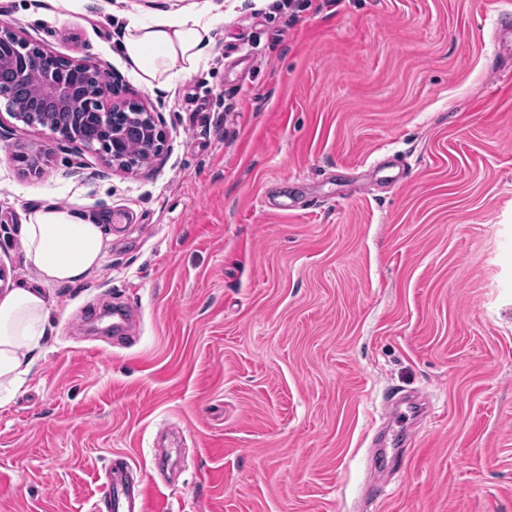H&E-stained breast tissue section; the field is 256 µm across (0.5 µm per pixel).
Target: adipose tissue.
<instances>
[{"mask_svg": "<svg viewBox=\"0 0 512 512\" xmlns=\"http://www.w3.org/2000/svg\"><path fill=\"white\" fill-rule=\"evenodd\" d=\"M223 21L220 13L134 21L126 26L119 49L145 86H160L169 81L172 62H181L187 74L197 69L212 41V29ZM101 224L78 207L31 211L23 225V242L42 280L70 284L98 266L104 247ZM47 317L39 289L16 288L0 296V407L25 384L41 349Z\"/></svg>", "mask_w": 512, "mask_h": 512, "instance_id": "obj_1", "label": "adipose tissue"}]
</instances>
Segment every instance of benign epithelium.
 <instances>
[{
    "mask_svg": "<svg viewBox=\"0 0 512 512\" xmlns=\"http://www.w3.org/2000/svg\"><path fill=\"white\" fill-rule=\"evenodd\" d=\"M0 44L11 52L0 56V67L11 72L12 82L0 84V100L13 118L25 121L37 104L24 94V86L33 70L65 77L46 82L40 96L52 100L60 113L77 112L89 127L91 137L78 138L62 129L57 120L46 117L40 127L56 139L79 149L97 153L107 163L124 171H133L162 160L167 151V134L160 116L144 102L128 96L122 78L101 60L67 58L18 35L8 26H0ZM140 138V152L128 150V140Z\"/></svg>",
    "mask_w": 512,
    "mask_h": 512,
    "instance_id": "benign-epithelium-1",
    "label": "benign epithelium"
}]
</instances>
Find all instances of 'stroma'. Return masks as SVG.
Returning a JSON list of instances; mask_svg holds the SVG:
<instances>
[{
    "label": "stroma",
    "instance_id": "1",
    "mask_svg": "<svg viewBox=\"0 0 512 512\" xmlns=\"http://www.w3.org/2000/svg\"><path fill=\"white\" fill-rule=\"evenodd\" d=\"M218 4L197 71L130 72L129 19ZM0 22L107 62L169 144L126 174L0 117V265L49 306L0 408V512H92L119 455L153 512H512V0H0ZM79 204L103 260L43 284L24 219Z\"/></svg>",
    "mask_w": 512,
    "mask_h": 512
}]
</instances>
